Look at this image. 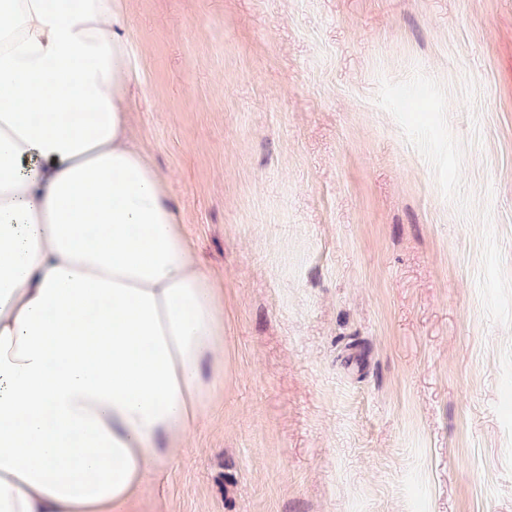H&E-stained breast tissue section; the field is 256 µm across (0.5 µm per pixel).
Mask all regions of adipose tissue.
I'll list each match as a JSON object with an SVG mask.
<instances>
[{"label": "adipose tissue", "instance_id": "obj_1", "mask_svg": "<svg viewBox=\"0 0 512 512\" xmlns=\"http://www.w3.org/2000/svg\"><path fill=\"white\" fill-rule=\"evenodd\" d=\"M125 0H0V512H123L224 379V311L129 136Z\"/></svg>", "mask_w": 512, "mask_h": 512}]
</instances>
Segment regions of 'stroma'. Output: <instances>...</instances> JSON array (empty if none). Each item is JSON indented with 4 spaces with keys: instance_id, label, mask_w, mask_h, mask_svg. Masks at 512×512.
I'll return each instance as SVG.
<instances>
[{
    "instance_id": "stroma-1",
    "label": "stroma",
    "mask_w": 512,
    "mask_h": 512,
    "mask_svg": "<svg viewBox=\"0 0 512 512\" xmlns=\"http://www.w3.org/2000/svg\"><path fill=\"white\" fill-rule=\"evenodd\" d=\"M126 7L224 382L125 512H512V0Z\"/></svg>"
}]
</instances>
